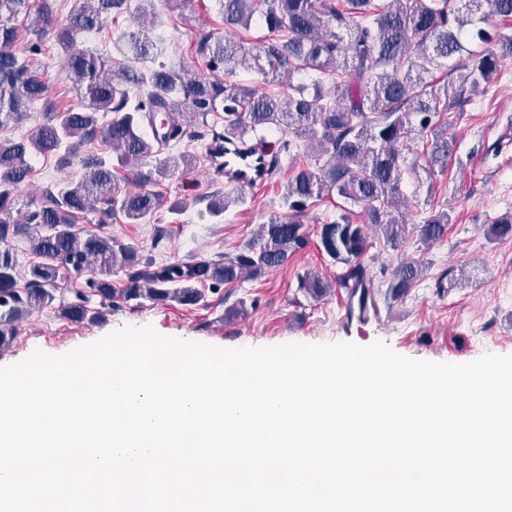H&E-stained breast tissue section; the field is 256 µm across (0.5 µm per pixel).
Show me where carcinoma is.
I'll return each mask as SVG.
<instances>
[{"mask_svg": "<svg viewBox=\"0 0 512 512\" xmlns=\"http://www.w3.org/2000/svg\"><path fill=\"white\" fill-rule=\"evenodd\" d=\"M224 24L249 29L260 22L267 36L245 46L230 38L204 41L200 52L211 66L224 67V82L196 75L189 67L159 65L146 70H110L104 57L78 48V37L98 31L106 15L127 0H74L67 24H57L54 0H0V127L18 123L34 106L49 119L17 141H0V351L16 336L17 322L55 299L63 270L86 275L73 298L59 305L64 317L82 320L94 299L109 307L131 301H175L195 306L204 300L197 285L218 292L226 285L258 278L284 265L307 243L299 217L310 202L336 195L363 209L368 220L356 224L349 214L321 225L319 248L345 266L333 280L307 275L300 288L318 299L343 288L357 299L359 317L378 315L379 295L404 298L423 276L416 259L399 258L373 273L362 258L370 247L369 228L382 233L394 250L408 230L401 207L407 142L430 133L428 162L444 165L450 147L447 129L434 118L467 102L483 89L505 55L489 48L494 35L489 18L512 20V0H218ZM22 16L38 40L52 38L64 52L73 84L84 105L54 114L45 76L17 48L12 21ZM152 29L128 36L126 46L143 57L153 47ZM468 55L448 73V82L428 77ZM256 73L263 83H279L286 93L268 92L239 79ZM332 90H325L327 83ZM283 131L291 138L271 154L277 168L281 155H303L283 194L287 216L274 215L232 256L217 260L173 261L156 265L110 237L75 229L79 215L95 210L105 216L119 211L129 224H147L166 207L153 189L157 179L138 174L134 191H119L112 164L95 154L83 160L74 180L46 188L35 209L21 214L15 193L31 174L36 155L56 154L68 144L67 164L82 143L98 141L118 164L130 167L168 151L157 169L188 167L193 157L176 151L189 139L211 138L208 153L223 140ZM243 201L236 188L211 195L208 217ZM451 218L441 211L416 225L419 241L432 245L448 233ZM512 234V214L488 225L487 236ZM23 240L38 261L30 266L25 286L15 243ZM124 272L112 284V270ZM386 291H381V288Z\"/></svg>", "mask_w": 512, "mask_h": 512, "instance_id": "cac0c4a2", "label": "carcinoma"}]
</instances>
